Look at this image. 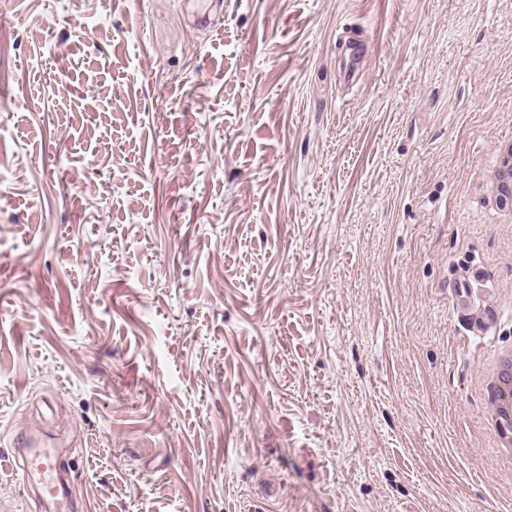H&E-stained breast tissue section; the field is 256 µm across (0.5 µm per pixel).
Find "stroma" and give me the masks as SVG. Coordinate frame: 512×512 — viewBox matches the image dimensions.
<instances>
[{"label":"stroma","mask_w":512,"mask_h":512,"mask_svg":"<svg viewBox=\"0 0 512 512\" xmlns=\"http://www.w3.org/2000/svg\"><path fill=\"white\" fill-rule=\"evenodd\" d=\"M510 133L512 0H0V459L87 512H512ZM497 212L511 222L512 219V142L503 141L497 154V187L493 199ZM495 371L485 385L487 400L492 408L491 425L498 435L502 454L512 455V350L494 355ZM28 435L21 436L15 443L17 448H31L34 454L19 462V455H11L10 465L16 471L21 469L23 478L38 492L48 493L54 499V512L70 511L67 495L61 491L58 483V458L54 447L36 448ZM22 467L24 469H22Z\"/></svg>","instance_id":"35a3bbf8"}]
</instances>
